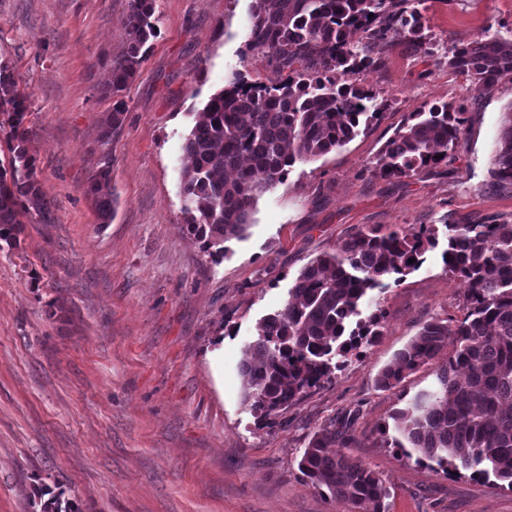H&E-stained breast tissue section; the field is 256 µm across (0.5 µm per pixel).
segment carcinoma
<instances>
[{
  "mask_svg": "<svg viewBox=\"0 0 512 512\" xmlns=\"http://www.w3.org/2000/svg\"><path fill=\"white\" fill-rule=\"evenodd\" d=\"M414 0H253L249 43L263 46L280 72L266 85L234 78L213 94L182 146L188 163L181 172L184 225L212 258L225 243L243 240L259 198L284 182L298 161L340 148L378 117L372 96L357 76L376 68L367 44L401 35L409 47L428 54L426 20ZM156 0H129L123 20L125 49L112 61L104 82L114 97L101 140L122 125V92L157 35ZM314 65L315 74L294 65ZM448 66L482 84L512 75V34L482 35L448 53ZM352 76L341 83L336 73ZM0 130L9 129L11 157L0 166V242L19 244L24 213L49 221L50 207L34 180V161L23 142L27 95L0 67ZM463 113L446 103L410 114L380 151L374 170L408 178L448 159L464 130ZM493 178L512 185V106L503 114L493 156ZM101 223L114 216L111 172L101 167L90 180ZM446 234L444 264L466 284L465 313L453 327L426 322L378 375L390 390L434 358L455 337L456 348L438 373L436 391L418 397L395 415L397 429L418 461L495 478L512 489V224H430L383 233L359 230L333 254L311 259L288 293L289 300L256 327L241 364L244 399L260 420H269L306 389L331 381L350 352L372 345L384 315L363 316L368 295L388 280L416 269ZM415 262H410V259ZM355 441L350 424L317 431L298 468L312 487L328 492L346 512H384L386 480L341 452ZM42 512H79L53 495Z\"/></svg>",
  "mask_w": 512,
  "mask_h": 512,
  "instance_id": "carcinoma-1",
  "label": "carcinoma"
}]
</instances>
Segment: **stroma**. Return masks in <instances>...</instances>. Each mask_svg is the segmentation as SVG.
Segmentation results:
<instances>
[{"mask_svg": "<svg viewBox=\"0 0 512 512\" xmlns=\"http://www.w3.org/2000/svg\"><path fill=\"white\" fill-rule=\"evenodd\" d=\"M128 4L0 0V65L29 98L25 147L51 209L47 224L23 216L19 245L0 247V512H41L42 486L62 487L82 512H343L298 469L313 433L342 418L355 436L346 455L388 481L385 512H512L506 482L449 474L395 445L394 413L433 391L447 355L395 389L376 386L424 322L464 315L446 241L372 293L366 310L384 312L382 336L271 420L251 413L240 370L257 322L285 304L300 269L358 230L512 223V185L490 174L512 76L486 87L447 59L487 28L512 30V0H420L431 56L399 36L373 45L380 64L360 78L378 119L296 162L218 259L184 227L183 142L233 75L269 84L280 74L248 42L252 0H157L122 126L99 142ZM442 102L466 120L447 161L377 175L410 113ZM105 165L118 200L107 224L88 194Z\"/></svg>", "mask_w": 512, "mask_h": 512, "instance_id": "obj_1", "label": "stroma"}]
</instances>
